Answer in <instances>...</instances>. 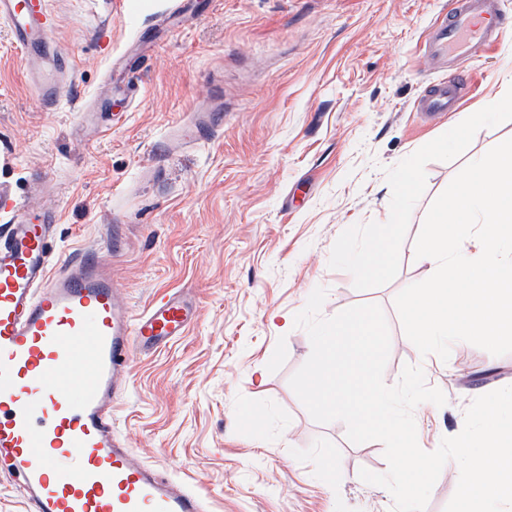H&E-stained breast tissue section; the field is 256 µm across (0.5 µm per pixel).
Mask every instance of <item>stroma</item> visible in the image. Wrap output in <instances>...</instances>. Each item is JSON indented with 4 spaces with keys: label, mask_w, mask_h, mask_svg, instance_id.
I'll return each mask as SVG.
<instances>
[{
    "label": "stroma",
    "mask_w": 512,
    "mask_h": 512,
    "mask_svg": "<svg viewBox=\"0 0 512 512\" xmlns=\"http://www.w3.org/2000/svg\"><path fill=\"white\" fill-rule=\"evenodd\" d=\"M47 0L68 67L47 108L0 23V190L37 182L61 220L55 250L95 251L142 313L184 293L187 335L133 354L113 411L129 448L208 496L209 512H392L382 443L315 422L289 385L311 354L292 322L315 288L321 314L379 305L395 385L422 366L446 396L414 410L427 452L459 434L472 400L512 385V354L470 343L420 355L394 299L425 280L415 241L432 202L468 159L512 138L493 87L512 71V30L468 67L465 104L425 120L416 105L450 69L426 37L450 0ZM138 55V67L124 60ZM486 119L471 124L477 104ZM197 112L220 126L192 143L173 129ZM413 166L403 199L395 175ZM403 225L390 265L365 276L344 251L388 211Z\"/></svg>",
    "instance_id": "stroma-1"
}]
</instances>
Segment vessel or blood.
Listing matches in <instances>:
<instances>
[{
  "label": "vessel or blood",
  "instance_id": "1",
  "mask_svg": "<svg viewBox=\"0 0 512 512\" xmlns=\"http://www.w3.org/2000/svg\"><path fill=\"white\" fill-rule=\"evenodd\" d=\"M499 0H454L426 53L451 64L475 59L503 34ZM0 21L27 58L42 56L57 27L45 0H0ZM463 74L428 87L429 113L457 111ZM206 112L179 127L194 141L214 126ZM0 473L22 490L26 512H207L186 482L140 461L116 435L112 411L131 383L133 352L182 336L194 310L180 296L133 314L111 270L81 253L55 257L59 222L39 197L0 194Z\"/></svg>",
  "mask_w": 512,
  "mask_h": 512
}]
</instances>
